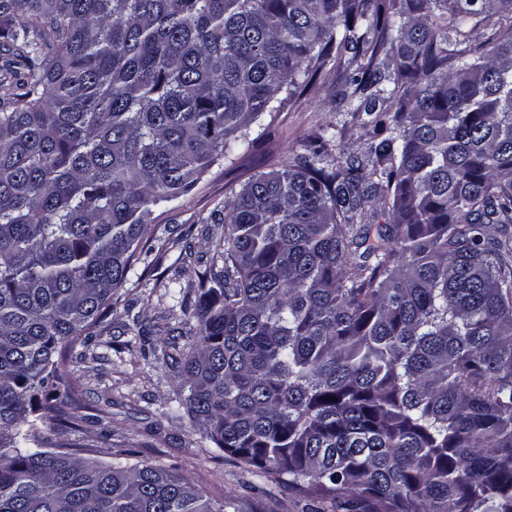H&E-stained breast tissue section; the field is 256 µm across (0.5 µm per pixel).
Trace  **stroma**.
I'll return each instance as SVG.
<instances>
[{"instance_id":"stroma-1","label":"stroma","mask_w":512,"mask_h":512,"mask_svg":"<svg viewBox=\"0 0 512 512\" xmlns=\"http://www.w3.org/2000/svg\"><path fill=\"white\" fill-rule=\"evenodd\" d=\"M347 119L336 109V71L326 68L301 98L252 125L256 142L250 157L218 162L172 201L171 212L155 228L157 258L149 269H135L113 297L108 329L68 353L64 372L78 403L76 418L68 425L43 426L42 447L93 446L103 463L112 462L113 451L124 450L128 462L162 466L212 499H234L239 512H312L308 499L247 473L189 417H172L178 385L163 358L164 329L197 325L192 308L203 266L187 250L204 232L222 237L224 227L214 215L252 174L305 154L321 126H344L347 151L360 153V132L347 126Z\"/></svg>"}]
</instances>
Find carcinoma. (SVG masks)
I'll list each match as a JSON object with an SVG mask.
<instances>
[{
  "label": "carcinoma",
  "mask_w": 512,
  "mask_h": 512,
  "mask_svg": "<svg viewBox=\"0 0 512 512\" xmlns=\"http://www.w3.org/2000/svg\"><path fill=\"white\" fill-rule=\"evenodd\" d=\"M512 0H0V512H226L182 476L42 448L55 355L156 211L336 68L362 154L249 177L204 237L177 408L344 512H512ZM490 31L494 50L474 44ZM380 202L392 220L374 223Z\"/></svg>",
  "instance_id": "carcinoma-1"
}]
</instances>
